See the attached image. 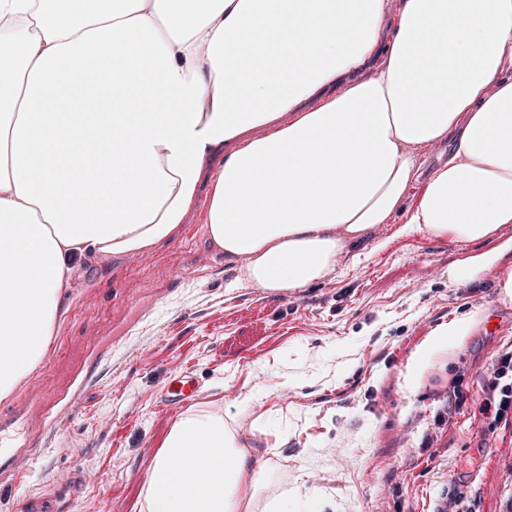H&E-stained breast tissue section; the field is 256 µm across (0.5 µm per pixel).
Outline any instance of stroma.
I'll return each mask as SVG.
<instances>
[{"label":"stroma","instance_id":"stroma-1","mask_svg":"<svg viewBox=\"0 0 512 512\" xmlns=\"http://www.w3.org/2000/svg\"><path fill=\"white\" fill-rule=\"evenodd\" d=\"M508 238L512 224L473 246L436 239L396 215L312 286L274 294L212 245L200 203L154 249L80 261L45 359L0 412L32 385L62 386L93 347L109 355L70 421L33 437L42 455L21 489L0 492V512L49 494L70 512H94L102 494L112 512H136L158 448L185 414L160 404L185 367L198 383L194 407L234 413L264 468L260 498L309 492L335 512H445L459 500L512 512V444L487 446L472 402L438 416L457 369L466 393H480L496 353L512 346V298L490 277L449 285L448 268ZM462 317L472 321L463 344L409 391L406 368L423 342ZM249 392L261 400L241 408ZM71 469L87 479L75 500L56 486Z\"/></svg>","mask_w":512,"mask_h":512}]
</instances>
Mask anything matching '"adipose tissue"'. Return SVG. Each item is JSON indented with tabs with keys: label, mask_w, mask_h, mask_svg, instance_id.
Listing matches in <instances>:
<instances>
[{
	"label": "adipose tissue",
	"mask_w": 512,
	"mask_h": 512,
	"mask_svg": "<svg viewBox=\"0 0 512 512\" xmlns=\"http://www.w3.org/2000/svg\"><path fill=\"white\" fill-rule=\"evenodd\" d=\"M0 17L1 399L45 357L75 260L170 237L216 151L208 237L272 293L319 281L398 213L466 243L512 224V0H401L390 28L385 0H0ZM429 38L440 53L417 55ZM240 44L249 55L231 53ZM450 137L408 199L420 151ZM511 251L466 255L448 281L492 274L512 298V269H497ZM470 328L436 330L410 389ZM263 480L223 409L194 410L162 441L138 509L245 512Z\"/></svg>",
	"instance_id": "1"
}]
</instances>
